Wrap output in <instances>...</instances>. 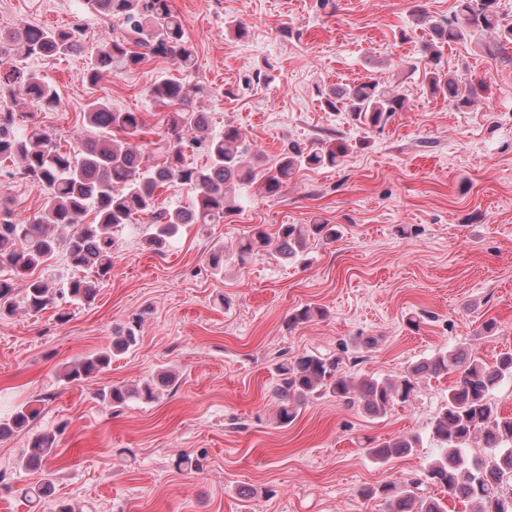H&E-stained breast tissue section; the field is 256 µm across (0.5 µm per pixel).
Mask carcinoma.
Here are the masks:
<instances>
[{"label": "carcinoma", "instance_id": "cac0c4a2", "mask_svg": "<svg viewBox=\"0 0 512 512\" xmlns=\"http://www.w3.org/2000/svg\"><path fill=\"white\" fill-rule=\"evenodd\" d=\"M454 15L433 20L422 8L415 10L418 25H426L430 39L421 46L423 77L431 95L441 97L455 108L469 107L483 91L480 81L448 73L441 64L443 47L465 41L479 33L497 34L487 51L496 55L512 44V25L503 24L498 0H456ZM87 9L112 22V37L89 59L87 79L94 83L104 72L120 73L149 60H162L183 72L196 69L194 47L185 36L183 24L171 0H86ZM84 30L78 25L45 27L24 25L16 30H0V60L9 54L26 57H65L78 51ZM150 97L172 108L163 138L152 143L162 162L147 164L142 146L134 142L143 133L140 113L118 111L105 98L86 106L84 116L93 136L81 140L68 151L38 125L17 132V113L0 111V163L18 162L20 174L48 189L47 197L33 222L17 218L8 201L0 199V317L17 307L15 278L38 267L47 268L60 251L72 268L83 271L62 286L49 277L26 281L22 294L25 309L38 314L69 298L89 303L95 299V281L112 270V253L117 232L141 218H147L145 242L155 254L164 253L169 239L180 224H218L236 210V187L259 178L265 192L278 194L299 170L333 167L348 146L330 144L306 151L293 144L275 164L258 169L246 163L247 136L241 128L227 125L219 134L210 132L209 116L193 106L186 84L164 79L148 88ZM14 102L29 101L43 110L53 111L61 104L55 86L36 71L16 68L0 71V97ZM324 105L334 112H345L355 125L382 128L405 106V98L376 80L369 79L323 94ZM203 153L202 166L186 161V151ZM165 186L185 188L193 193L192 205L174 210L157 206L158 191ZM94 221L84 223L88 211ZM341 231L335 224H282L277 238L271 239L258 225L239 241L231 254L224 247L209 255L210 267L218 274L232 259L246 258L267 251L285 261L305 260L309 241L332 242ZM323 315L310 306L288 316V327ZM144 313L113 333L112 344L66 366L62 379L82 382L108 370L112 358L135 347ZM340 359L303 353L278 366L273 388L277 401V423L286 426L298 416L303 404L313 397L329 394L346 402L358 401L374 417H384L394 405L407 402L419 381L426 377L456 375L448 388V401L431 421V431L440 444L437 457L423 477L408 483L389 481L363 491L366 497L384 499L387 512H447L428 489L437 487L450 500L475 502V512H512V415H501L491 402L490 392L501 380L512 376V352L501 353L495 364L479 359L468 361L460 355L438 352L413 365L395 379L366 377L356 379L339 370ZM173 378L146 380L135 387L112 385L98 393L102 403L120 407L131 401L152 405L160 387ZM38 410L27 405L0 419V440L27 428ZM58 429L45 430L33 437L21 457L27 469L44 467L57 447ZM483 447L493 449L487 459L468 460L466 450L476 438ZM414 437L381 442L370 449L372 458L385 462L394 455L416 448Z\"/></svg>", "mask_w": 512, "mask_h": 512}]
</instances>
